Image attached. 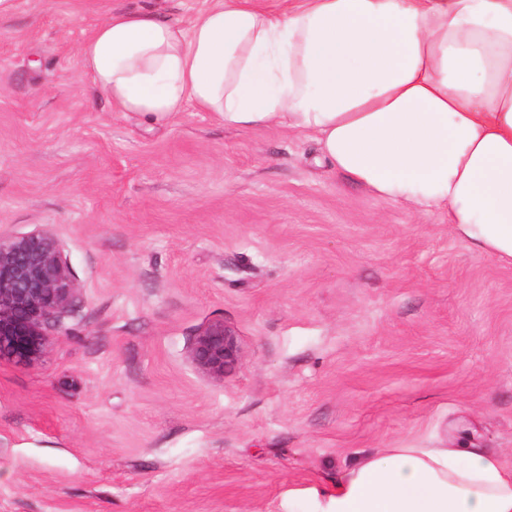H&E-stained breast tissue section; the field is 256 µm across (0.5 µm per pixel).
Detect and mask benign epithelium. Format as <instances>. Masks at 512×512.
<instances>
[{
	"instance_id": "1",
	"label": "benign epithelium",
	"mask_w": 512,
	"mask_h": 512,
	"mask_svg": "<svg viewBox=\"0 0 512 512\" xmlns=\"http://www.w3.org/2000/svg\"><path fill=\"white\" fill-rule=\"evenodd\" d=\"M79 284L56 237L38 230L8 240L0 238V361L38 364L63 330ZM190 358L215 380L237 370L242 352L236 333L221 320L196 336Z\"/></svg>"
}]
</instances>
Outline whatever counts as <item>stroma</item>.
I'll list each match as a JSON object with an SVG mask.
<instances>
[{
    "label": "stroma",
    "instance_id": "obj_1",
    "mask_svg": "<svg viewBox=\"0 0 512 512\" xmlns=\"http://www.w3.org/2000/svg\"><path fill=\"white\" fill-rule=\"evenodd\" d=\"M0 12V236L46 229L79 290L35 366L0 362V512H288L384 448L512 457V263L378 200L311 138L116 111L79 49L115 8ZM221 320L242 365L189 349ZM190 358L195 366L215 380L237 370L242 361V352L236 333L224 321L210 323L196 336Z\"/></svg>",
    "mask_w": 512,
    "mask_h": 512
}]
</instances>
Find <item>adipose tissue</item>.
Instances as JSON below:
<instances>
[{"label":"adipose tissue","mask_w":512,"mask_h":512,"mask_svg":"<svg viewBox=\"0 0 512 512\" xmlns=\"http://www.w3.org/2000/svg\"><path fill=\"white\" fill-rule=\"evenodd\" d=\"M79 54L118 111L311 136L376 198L444 210L512 260V0H212L185 23L115 10ZM288 512H512V458L385 448L289 491Z\"/></svg>","instance_id":"obj_1"}]
</instances>
